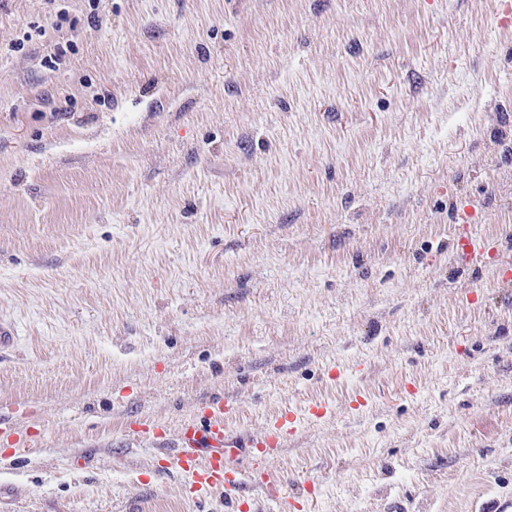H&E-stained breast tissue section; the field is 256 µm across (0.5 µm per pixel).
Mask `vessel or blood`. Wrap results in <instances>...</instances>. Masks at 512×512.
I'll return each instance as SVG.
<instances>
[{
  "label": "vessel or blood",
  "mask_w": 512,
  "mask_h": 512,
  "mask_svg": "<svg viewBox=\"0 0 512 512\" xmlns=\"http://www.w3.org/2000/svg\"><path fill=\"white\" fill-rule=\"evenodd\" d=\"M455 250L465 266L485 259L482 243L467 236L456 239ZM332 410L328 402L313 401L307 404L304 415L291 409L279 411L269 417L260 432L252 433L228 426V419L237 411L236 402L210 400L200 407L196 421L179 428L177 448L168 457L167 468L188 478V491L193 495L224 492L236 512L249 505L248 490L256 485L270 497L280 499L285 512H296L299 497L288 495L280 484L266 478L264 466L296 433L300 417L321 420Z\"/></svg>",
  "instance_id": "b4317fda"
}]
</instances>
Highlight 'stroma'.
Masks as SVG:
<instances>
[{"label":"stroma","instance_id":"35a3bbf8","mask_svg":"<svg viewBox=\"0 0 512 512\" xmlns=\"http://www.w3.org/2000/svg\"><path fill=\"white\" fill-rule=\"evenodd\" d=\"M506 9L0 0V505L228 512L157 464L222 396L334 406L267 465L312 512H512ZM455 250L459 262L465 266L482 263L485 259L483 244L472 237L460 236L455 241Z\"/></svg>","mask_w":512,"mask_h":512}]
</instances>
